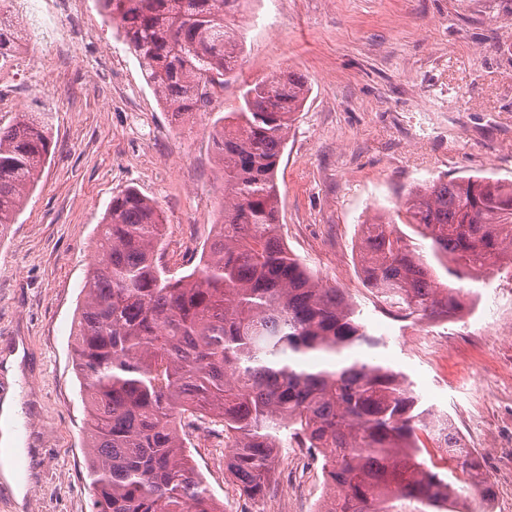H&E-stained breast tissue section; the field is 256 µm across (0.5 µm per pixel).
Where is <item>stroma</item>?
Returning <instances> with one entry per match:
<instances>
[{
    "label": "stroma",
    "mask_w": 512,
    "mask_h": 512,
    "mask_svg": "<svg viewBox=\"0 0 512 512\" xmlns=\"http://www.w3.org/2000/svg\"><path fill=\"white\" fill-rule=\"evenodd\" d=\"M234 21L244 37L236 79L209 113L178 120L97 0H84L78 18L62 16L56 0H36L32 13L0 0V27L15 43L0 60V124L41 112L52 140L36 187L0 238V357L24 351L19 380L0 373V399L16 389L26 451L24 499L0 485V512H91L71 328L98 226L113 197L136 188L163 212L169 274L191 270L224 210L214 115L237 105L243 82L280 70L309 87L277 169L289 250L384 338L376 358L448 416L490 475L495 503L507 507L512 379L491 376L481 387L472 372L512 362L511 344L475 341L487 321L512 324V276L464 282L471 305L456 319H401L365 287L358 240L367 219L425 180H512V0H249ZM84 27L93 37L77 56ZM411 336L451 343L425 358L408 346ZM192 454L224 512H317L321 504V466L300 449H281L276 481L258 502L237 490L210 449Z\"/></svg>",
    "instance_id": "obj_1"
}]
</instances>
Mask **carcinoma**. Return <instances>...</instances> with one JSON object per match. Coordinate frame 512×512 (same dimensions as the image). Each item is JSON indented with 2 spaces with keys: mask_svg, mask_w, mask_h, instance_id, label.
<instances>
[{
  "mask_svg": "<svg viewBox=\"0 0 512 512\" xmlns=\"http://www.w3.org/2000/svg\"><path fill=\"white\" fill-rule=\"evenodd\" d=\"M98 2L174 116L206 111L238 70L242 35L224 17L244 0ZM307 92L303 76L273 73L245 84L216 120L224 215L190 273L162 277L161 211L137 190L114 196L98 225L73 327L92 512H224L185 445V429L204 421L222 427L225 471L254 502L276 480L285 435L322 465L331 494L318 512H444L492 499L474 451L401 373L359 358L333 369L305 362L384 346L283 241L276 172ZM50 145L35 116L0 126V237ZM359 253L366 285L401 317H454L463 289L437 270L477 282L512 262V181L420 184L368 223Z\"/></svg>",
  "mask_w": 512,
  "mask_h": 512,
  "instance_id": "cac0c4a2",
  "label": "carcinoma"
}]
</instances>
